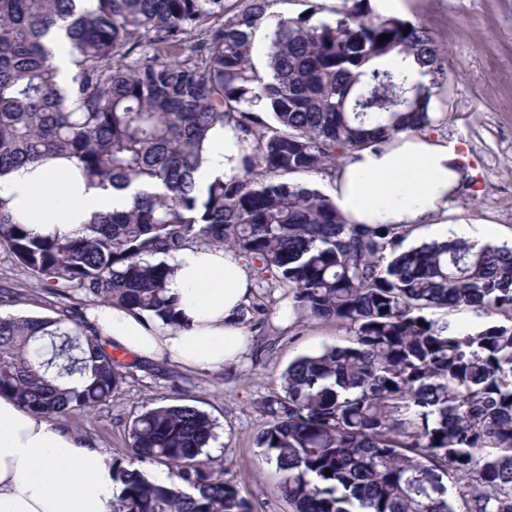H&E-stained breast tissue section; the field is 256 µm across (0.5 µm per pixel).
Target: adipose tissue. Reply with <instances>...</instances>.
Returning <instances> with one entry per match:
<instances>
[{"label":"adipose tissue","mask_w":512,"mask_h":512,"mask_svg":"<svg viewBox=\"0 0 512 512\" xmlns=\"http://www.w3.org/2000/svg\"><path fill=\"white\" fill-rule=\"evenodd\" d=\"M212 138L198 173L203 182L231 174L241 154L230 130H215ZM464 177L455 144L403 133L354 152L337 172L331 196L352 224H444ZM0 200L32 234L71 236L94 215L130 203L129 195L88 185L76 161L64 158L1 176ZM170 264L168 288L178 299L180 329L101 306L92 319L104 338L138 359L192 372H217L249 356L252 338L238 312L252 288L241 258L201 246L181 251ZM114 495L108 454L0 396V512H110Z\"/></svg>","instance_id":"ef3b65f1"}]
</instances>
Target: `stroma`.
<instances>
[{
    "label": "stroma",
    "mask_w": 512,
    "mask_h": 512,
    "mask_svg": "<svg viewBox=\"0 0 512 512\" xmlns=\"http://www.w3.org/2000/svg\"><path fill=\"white\" fill-rule=\"evenodd\" d=\"M409 20L446 49L448 83L433 109L443 120L438 138L457 144L467 176L448 208L446 229H412L409 244L462 236L512 249V0H409ZM18 298L15 316H50L59 297L42 288L0 249V289ZM249 361L213 373L185 372L166 362L133 368L111 400L69 423L111 458L132 463L127 428L147 400H184L207 412L218 428L209 453L226 478L237 481L255 512H290L279 476L256 444L267 424L260 403L281 391L280 375L296 358L338 344L345 327L298 316L249 331Z\"/></svg>",
    "instance_id": "stroma-1"
}]
</instances>
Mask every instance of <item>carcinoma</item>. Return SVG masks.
<instances>
[{
  "instance_id": "cac0c4a2",
  "label": "carcinoma",
  "mask_w": 512,
  "mask_h": 512,
  "mask_svg": "<svg viewBox=\"0 0 512 512\" xmlns=\"http://www.w3.org/2000/svg\"><path fill=\"white\" fill-rule=\"evenodd\" d=\"M275 2L0 0V176L67 156L89 184L132 198L76 236L34 235L0 201V248L59 296L173 327L169 259L233 250L257 287L288 289L293 314L347 327L345 344L295 359L282 394L261 402L257 445L291 512H512V250L461 237L408 248L405 225L349 224L303 180L335 179L381 139L437 130L447 58L422 26L368 0H343L332 22L314 19L317 0L306 17L274 14ZM51 41L69 55L64 88ZM391 54L414 57L430 86ZM217 127L241 145L238 167L202 183ZM434 307L498 320L453 326L424 315ZM270 312L246 305L240 323ZM133 366L68 305L0 315V396L37 416L108 402ZM215 429L192 405L145 406L129 425L133 456L178 481L118 462L111 512H253L210 462Z\"/></svg>"
}]
</instances>
